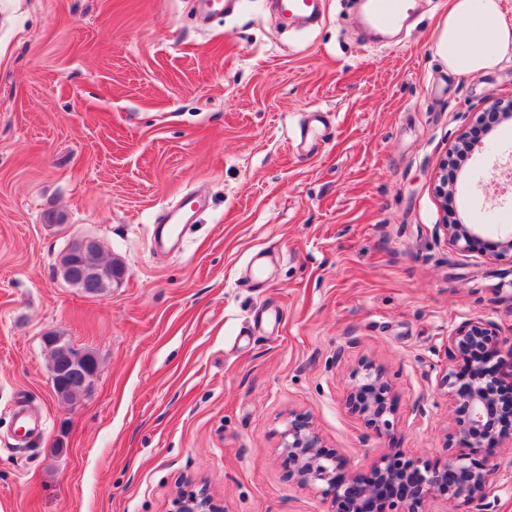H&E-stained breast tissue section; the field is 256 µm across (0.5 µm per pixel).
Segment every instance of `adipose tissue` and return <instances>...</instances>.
Returning <instances> with one entry per match:
<instances>
[{
  "label": "adipose tissue",
  "mask_w": 512,
  "mask_h": 512,
  "mask_svg": "<svg viewBox=\"0 0 512 512\" xmlns=\"http://www.w3.org/2000/svg\"><path fill=\"white\" fill-rule=\"evenodd\" d=\"M436 51L451 72L473 76L512 58V23L499 0H448Z\"/></svg>",
  "instance_id": "adipose-tissue-1"
}]
</instances>
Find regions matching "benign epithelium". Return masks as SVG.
I'll return each instance as SVG.
<instances>
[{
	"instance_id": "benign-epithelium-1",
	"label": "benign epithelium",
	"mask_w": 512,
	"mask_h": 512,
	"mask_svg": "<svg viewBox=\"0 0 512 512\" xmlns=\"http://www.w3.org/2000/svg\"><path fill=\"white\" fill-rule=\"evenodd\" d=\"M454 182L455 174L449 171L448 163H443L438 192L445 209ZM444 228L448 244L461 252L480 239L479 225L464 224L456 217L445 219ZM99 247L100 242L92 237L74 239L58 257V271L73 275L80 268L82 255ZM446 343V382L459 409L456 426L466 448L442 467L412 459L405 463L393 455H384L373 466L369 478L346 474L342 459L325 449L309 418L296 416L288 421L282 432V445L293 476L330 499L332 512H493L498 480L490 460L500 438L499 421L494 416L496 389L503 377L512 380V336L499 335L490 321L470 320L449 334ZM477 347L492 351L500 367L473 362L467 372L455 369ZM354 381L351 399L358 410L377 426L389 427L384 416L391 412V384L371 365L356 372ZM171 512L219 510L212 507L208 494L188 490L175 497Z\"/></svg>"
}]
</instances>
